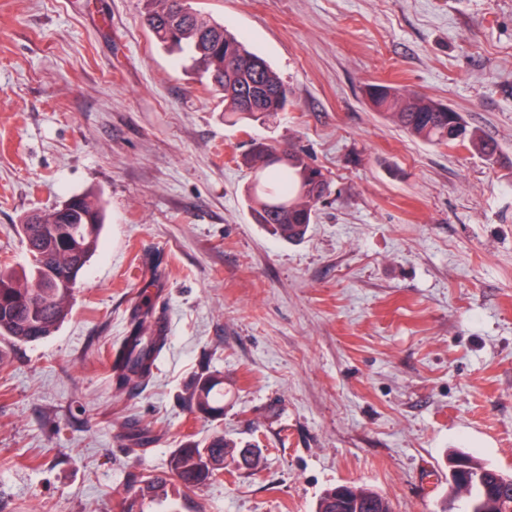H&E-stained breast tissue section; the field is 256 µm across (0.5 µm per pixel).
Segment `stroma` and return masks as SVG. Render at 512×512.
I'll use <instances>...</instances> for the list:
<instances>
[{
	"mask_svg": "<svg viewBox=\"0 0 512 512\" xmlns=\"http://www.w3.org/2000/svg\"><path fill=\"white\" fill-rule=\"evenodd\" d=\"M189 2L288 83L286 112L226 124L145 0H0V268L28 267L31 213L105 212L64 322L0 341V512H316L340 484L438 512L452 451L512 473V0ZM368 82L453 106L499 163L409 137ZM255 142L329 179L303 239L254 221ZM147 298L167 343L121 390ZM207 375L216 420L184 402ZM218 431L223 471L186 492L174 452Z\"/></svg>",
	"mask_w": 512,
	"mask_h": 512,
	"instance_id": "stroma-1",
	"label": "stroma"
}]
</instances>
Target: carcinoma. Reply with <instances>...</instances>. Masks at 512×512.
Wrapping results in <instances>:
<instances>
[{
	"label": "carcinoma",
	"mask_w": 512,
	"mask_h": 512,
	"mask_svg": "<svg viewBox=\"0 0 512 512\" xmlns=\"http://www.w3.org/2000/svg\"><path fill=\"white\" fill-rule=\"evenodd\" d=\"M145 24L160 44L192 53L198 69L210 79L224 101V121H259L286 109L291 91L270 64L219 23L186 4V0H147ZM363 95L372 109L394 121L409 135L434 145L461 144L473 148L487 162L500 158L498 144L468 126L462 113L426 95L399 87L368 83ZM252 170L251 195L258 223L292 240L311 224L316 205L328 182L318 168L290 147L256 144L244 157ZM63 212L54 207L27 217L21 232L27 242L29 270L17 275L0 270V340L29 343L42 339L68 316L78 279L97 248L102 213L88 195L71 197ZM149 312L135 311L132 328L117 350L112 370L118 387L139 383L152 374L166 344L160 321L144 326ZM217 380L199 378L187 398L193 414L216 418L224 414V394ZM224 435L216 433L201 447L190 442L177 449L171 470L188 489L204 485L224 468ZM470 463V485L451 489L463 499L461 512H512V474L487 466L466 454L448 463ZM316 512H393L390 502L362 487L326 491Z\"/></svg>",
	"instance_id": "obj_1"
}]
</instances>
